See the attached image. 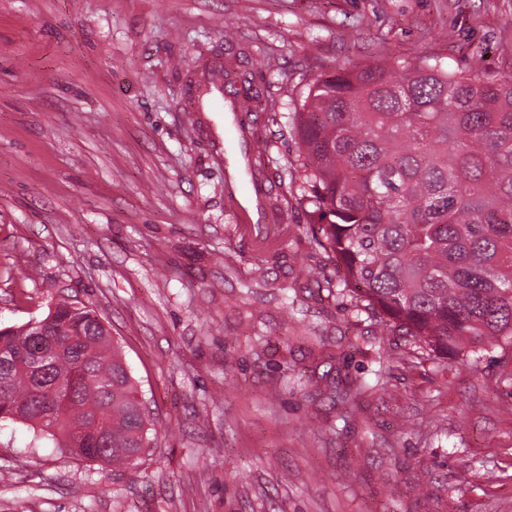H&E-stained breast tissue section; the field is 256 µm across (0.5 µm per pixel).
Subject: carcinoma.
<instances>
[{"mask_svg":"<svg viewBox=\"0 0 512 512\" xmlns=\"http://www.w3.org/2000/svg\"><path fill=\"white\" fill-rule=\"evenodd\" d=\"M293 125L308 162L328 292L419 358L462 365L512 344V74L475 62L369 63L312 80ZM0 422L83 458L136 466L148 414L112 334L60 299L0 333ZM105 443L86 454L77 433Z\"/></svg>","mask_w":512,"mask_h":512,"instance_id":"obj_1","label":"carcinoma"}]
</instances>
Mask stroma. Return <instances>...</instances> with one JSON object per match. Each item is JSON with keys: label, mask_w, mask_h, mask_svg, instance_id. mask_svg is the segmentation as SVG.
Listing matches in <instances>:
<instances>
[{"label": "stroma", "mask_w": 512, "mask_h": 512, "mask_svg": "<svg viewBox=\"0 0 512 512\" xmlns=\"http://www.w3.org/2000/svg\"><path fill=\"white\" fill-rule=\"evenodd\" d=\"M474 54L512 73V0H0V329L90 306L152 411L126 470L0 425V512H512V348L419 360L307 281L290 121Z\"/></svg>", "instance_id": "35a3bbf8"}]
</instances>
